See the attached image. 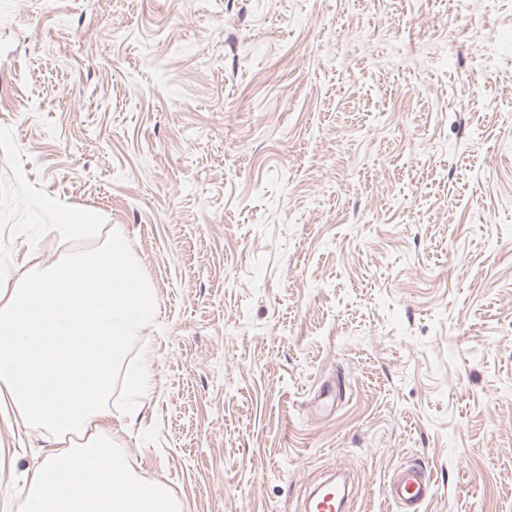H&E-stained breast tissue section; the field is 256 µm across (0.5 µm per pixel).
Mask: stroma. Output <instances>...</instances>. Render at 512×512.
<instances>
[{
	"instance_id": "stroma-1",
	"label": "stroma",
	"mask_w": 512,
	"mask_h": 512,
	"mask_svg": "<svg viewBox=\"0 0 512 512\" xmlns=\"http://www.w3.org/2000/svg\"><path fill=\"white\" fill-rule=\"evenodd\" d=\"M115 230L156 309L107 424L182 512L339 466L397 512L405 464L512 512V0H0V274ZM46 447L0 422V512Z\"/></svg>"
}]
</instances>
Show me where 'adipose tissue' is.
<instances>
[{
    "instance_id": "ef3b65f1",
    "label": "adipose tissue",
    "mask_w": 512,
    "mask_h": 512,
    "mask_svg": "<svg viewBox=\"0 0 512 512\" xmlns=\"http://www.w3.org/2000/svg\"><path fill=\"white\" fill-rule=\"evenodd\" d=\"M154 310L117 231L55 268L0 277V408L56 443L28 483L25 512H179L98 424L114 369Z\"/></svg>"
}]
</instances>
